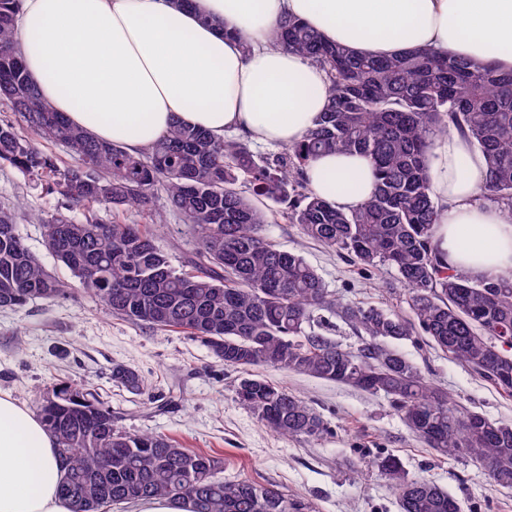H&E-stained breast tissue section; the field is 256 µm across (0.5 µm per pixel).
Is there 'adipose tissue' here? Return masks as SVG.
Here are the masks:
<instances>
[{
	"label": "adipose tissue",
	"instance_id": "obj_1",
	"mask_svg": "<svg viewBox=\"0 0 512 512\" xmlns=\"http://www.w3.org/2000/svg\"><path fill=\"white\" fill-rule=\"evenodd\" d=\"M294 16L363 55L432 47L512 70V0H21L16 39L30 81L70 123L136 153L176 123L278 145L300 140L328 105L324 71L274 47ZM250 52H243V44ZM486 160L460 133L435 138L434 244L455 270L512 272V216L480 200ZM336 207L374 192L370 159L329 152L308 168ZM64 468L41 421L0 392V512H69Z\"/></svg>",
	"mask_w": 512,
	"mask_h": 512
}]
</instances>
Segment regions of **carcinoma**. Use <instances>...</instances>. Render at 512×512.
Here are the masks:
<instances>
[{"mask_svg":"<svg viewBox=\"0 0 512 512\" xmlns=\"http://www.w3.org/2000/svg\"><path fill=\"white\" fill-rule=\"evenodd\" d=\"M19 6L0 0V104L23 122L0 120V167L60 189L66 205L34 220L76 284L42 266L18 232L15 205L0 203V307L64 299L77 286L116 317L186 333L227 367L266 366L381 394L428 447L450 459L467 456L496 485L512 488V425L464 408L399 348L426 336L512 397V347L500 340L512 335V274L478 279L441 262L430 195L434 138L453 128L486 157L481 197L512 216V72L429 47L362 57L287 17L274 43L319 65L330 98L299 141L259 158L245 136L217 138L176 123L134 155L70 124L42 98L15 39ZM41 141L68 145L73 162L60 164ZM331 151L363 154L374 165L375 193L358 209L343 211L309 187L308 165ZM159 190L196 239L179 269L143 225L68 215L87 204L115 215L130 207L150 212ZM277 215L362 271L392 268L408 293L409 315L333 294L301 255L265 237L264 224ZM320 311L352 328L360 345L345 349L315 331L324 327ZM238 387L250 390L245 406L272 432L317 439L327 431L280 384L251 374ZM38 414L65 468L61 494L70 512H111L149 498L187 503L191 512H316L274 485L220 478L218 456L120 429L112 409L88 391L57 383ZM372 464L397 491L400 512H462L456 497L409 476L397 456Z\"/></svg>","mask_w":512,"mask_h":512,"instance_id":"carcinoma-1","label":"carcinoma"}]
</instances>
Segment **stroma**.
Listing matches in <instances>:
<instances>
[{
  "label": "stroma",
  "instance_id": "obj_1",
  "mask_svg": "<svg viewBox=\"0 0 512 512\" xmlns=\"http://www.w3.org/2000/svg\"><path fill=\"white\" fill-rule=\"evenodd\" d=\"M0 202L17 204L25 244L57 278L72 282L68 268L46 249L32 212H51L65 202L40 182L0 167ZM148 213L129 212L128 223L151 224L180 264L195 246L182 217L165 193ZM267 235L284 250L301 253L327 287L343 298L407 314V293L395 272L382 267L372 276L305 238L298 225L276 221ZM401 350L453 398L486 417L512 423V397L435 350L426 337L403 341ZM136 372L133 390L116 382L115 368ZM306 401L327 431L317 440L287 437L266 429L235 398L241 370L224 366L200 342L171 330H156L109 315L83 292L22 308H0V390L37 410L51 383L64 381L95 394L109 405L119 427L153 433L181 447L223 457L224 480L249 479L274 485L291 497L314 503L317 512H399L396 495L373 462L395 454L410 476L426 478L458 498L463 512H512V489L495 486L470 458L448 459L417 440L389 402L353 387L307 375L259 368Z\"/></svg>",
  "mask_w": 512,
  "mask_h": 512
}]
</instances>
